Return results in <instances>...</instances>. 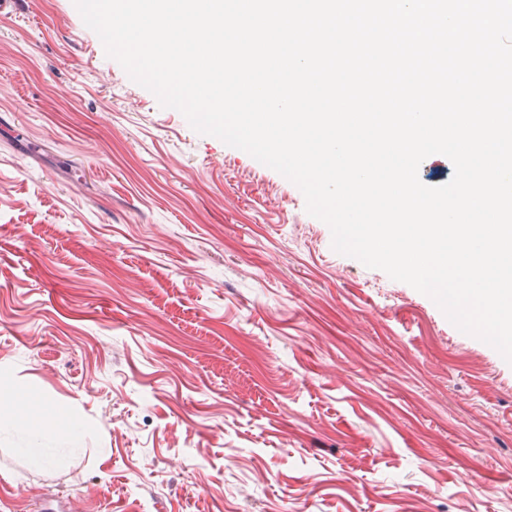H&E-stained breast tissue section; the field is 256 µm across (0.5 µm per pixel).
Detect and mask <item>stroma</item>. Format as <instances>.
<instances>
[{"label": "stroma", "mask_w": 512, "mask_h": 512, "mask_svg": "<svg viewBox=\"0 0 512 512\" xmlns=\"http://www.w3.org/2000/svg\"><path fill=\"white\" fill-rule=\"evenodd\" d=\"M331 242L294 183L131 81L73 0H20L0 512H512V364ZM72 425L67 468L21 456Z\"/></svg>", "instance_id": "1"}]
</instances>
